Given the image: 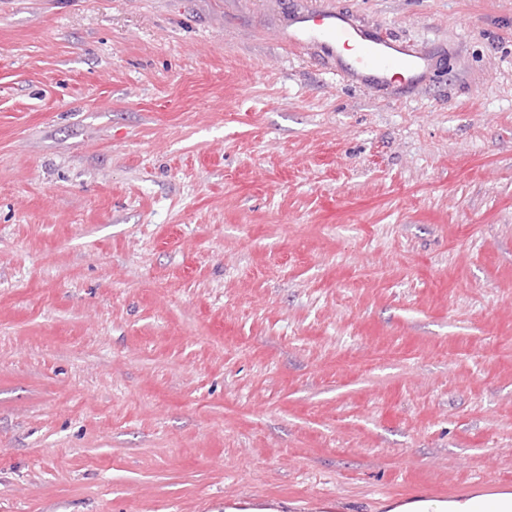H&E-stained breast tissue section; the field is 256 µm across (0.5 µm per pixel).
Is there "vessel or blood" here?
<instances>
[{"label": "vessel or blood", "mask_w": 512, "mask_h": 512, "mask_svg": "<svg viewBox=\"0 0 512 512\" xmlns=\"http://www.w3.org/2000/svg\"><path fill=\"white\" fill-rule=\"evenodd\" d=\"M283 36L289 50L315 47L320 56L337 60L336 73L344 81L366 88L390 83L398 70L417 78L428 68L426 57L415 45L373 38L337 10L306 7L289 22ZM351 43L358 49L354 64H340L342 48Z\"/></svg>", "instance_id": "1"}]
</instances>
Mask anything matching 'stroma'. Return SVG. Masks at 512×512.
<instances>
[{
    "label": "stroma",
    "instance_id": "35a3bbf8",
    "mask_svg": "<svg viewBox=\"0 0 512 512\" xmlns=\"http://www.w3.org/2000/svg\"><path fill=\"white\" fill-rule=\"evenodd\" d=\"M0 0V512L512 491V0ZM283 36L289 50L314 46L320 56L336 59V74L344 81L366 88L390 83L396 70L419 79L428 68L427 58L415 45L373 38L340 10L307 5L288 22ZM349 43H355L359 56L353 65H343L341 48L348 49Z\"/></svg>",
    "mask_w": 512,
    "mask_h": 512
}]
</instances>
